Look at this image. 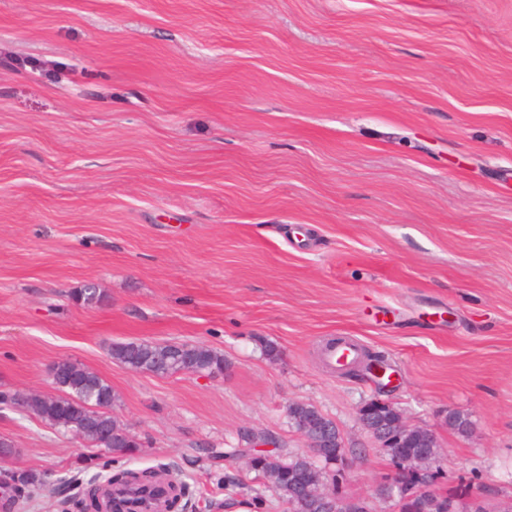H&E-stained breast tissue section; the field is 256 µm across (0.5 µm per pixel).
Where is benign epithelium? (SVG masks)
I'll list each match as a JSON object with an SVG mask.
<instances>
[{
    "mask_svg": "<svg viewBox=\"0 0 512 512\" xmlns=\"http://www.w3.org/2000/svg\"><path fill=\"white\" fill-rule=\"evenodd\" d=\"M73 373L72 361L69 359H59L50 367V377L57 389L61 388L60 381ZM357 418L383 449L400 445L413 434L420 433L422 438L419 440V454L408 462L395 461L394 467L408 480L410 497L422 503L421 512H456L452 499L440 497L434 491V465L440 454V445L432 441V431L405 425L400 410L390 401L381 398L361 405L357 409ZM329 441L334 442L338 448L343 447L340 439L336 438L334 429L323 428L318 430V435L307 436L311 448H317L321 443ZM305 492L316 494L322 499L324 512H369L365 501L328 496L321 492V488L311 484L305 486Z\"/></svg>",
    "mask_w": 512,
    "mask_h": 512,
    "instance_id": "7a95c632",
    "label": "benign epithelium"
}]
</instances>
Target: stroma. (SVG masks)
<instances>
[{
  "label": "stroma",
  "instance_id": "35a3bbf8",
  "mask_svg": "<svg viewBox=\"0 0 512 512\" xmlns=\"http://www.w3.org/2000/svg\"><path fill=\"white\" fill-rule=\"evenodd\" d=\"M88 283L101 303L73 300ZM341 337L436 434L439 495L512 503V0H0V391H53L70 359L142 444L0 405L6 468L57 488L19 512H79L86 482L159 465L176 512H288L222 452L252 431L308 454L298 401L350 450L341 494L400 512L356 415L375 384L322 362ZM140 340L228 369L112 360ZM110 354L116 362L137 372L158 376L224 368V355L204 344L131 341L113 344Z\"/></svg>",
  "mask_w": 512,
  "mask_h": 512
}]
</instances>
